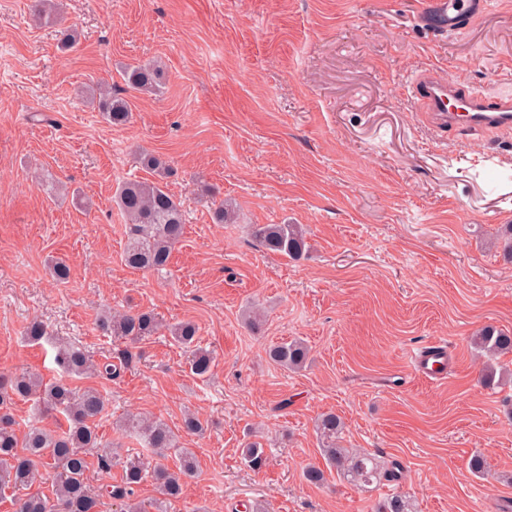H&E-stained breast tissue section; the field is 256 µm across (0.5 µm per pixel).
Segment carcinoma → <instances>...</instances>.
Listing matches in <instances>:
<instances>
[{"label":"carcinoma","instance_id":"1","mask_svg":"<svg viewBox=\"0 0 512 512\" xmlns=\"http://www.w3.org/2000/svg\"><path fill=\"white\" fill-rule=\"evenodd\" d=\"M160 73L151 65H139L126 73L130 89L151 93L157 89ZM99 110L115 125L127 123L131 103L123 97L100 91ZM114 202L128 220L127 243L122 253L124 264L134 270L160 272L168 266L175 246L181 241L185 224L180 203L161 181H127L119 186ZM252 235L264 251L289 257L304 258L309 252L306 231L299 224H254ZM160 322L152 312L128 311L118 316L104 315L99 328L114 337L132 343L142 341L159 330ZM177 343L190 349L191 372L201 378L211 374L213 356L195 344L196 325L181 322L171 330ZM474 348L489 359L512 353V334L488 325L473 338ZM309 348L300 340L281 342L269 349V358L276 365L290 370L303 369L309 360ZM130 355L122 353L119 363L105 361L93 364L80 349L58 343L55 363L66 378L45 382L39 376L22 373L0 376V491L22 492L18 512H100V499L92 492L87 472L90 463L86 450L101 447L97 419L106 406L105 396L94 387L72 388L68 378L100 376L112 380L128 366ZM18 401H32L45 413L62 416L54 430L30 425L18 436V422L11 406ZM120 427L139 437L152 449L155 459L139 457L119 461L111 449L97 454V468L109 470L122 464L121 481L106 487L109 498L120 500L124 512H142L134 502L137 489L145 482L156 486L160 498L153 503L155 512H167L168 504L178 498L186 481L196 472V459L188 448H182L174 432L164 422L142 414H129ZM320 454L329 468L355 486L370 485L380 479L376 458L342 445L343 423L334 413H323L316 421ZM174 451L178 464L171 469L161 460ZM252 469L266 463L263 447L258 442L246 445L241 452ZM50 468L56 473L55 501L29 488L35 483L39 470ZM377 512H415L412 504L400 495H393L377 507Z\"/></svg>","mask_w":512,"mask_h":512}]
</instances>
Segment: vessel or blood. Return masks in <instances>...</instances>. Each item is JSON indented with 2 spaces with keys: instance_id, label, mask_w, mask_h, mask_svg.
Returning <instances> with one entry per match:
<instances>
[{
  "instance_id": "1",
  "label": "vessel or blood",
  "mask_w": 512,
  "mask_h": 512,
  "mask_svg": "<svg viewBox=\"0 0 512 512\" xmlns=\"http://www.w3.org/2000/svg\"><path fill=\"white\" fill-rule=\"evenodd\" d=\"M488 0H428L422 11L429 26L455 33L479 18ZM413 94L427 112L433 126L451 129H475L488 133L512 131V97L497 96L460 87L453 79L439 78L434 70H421L412 81ZM447 350L432 344L424 348L415 362L416 371L427 378L447 372Z\"/></svg>"
}]
</instances>
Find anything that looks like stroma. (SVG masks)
Returning <instances> with one entry per match:
<instances>
[{
    "mask_svg": "<svg viewBox=\"0 0 512 512\" xmlns=\"http://www.w3.org/2000/svg\"><path fill=\"white\" fill-rule=\"evenodd\" d=\"M55 2L61 20L45 24L35 0H0V375L56 377L59 339L96 362L130 352L118 379L72 384L102 391L98 433L122 455H152L116 428L126 412L180 432L198 470L169 512H376L393 494L417 512H508L512 385L481 384L471 337L512 332V262L489 246L512 224V133L433 128L410 82L430 67L512 96V0H488L461 34L421 26L424 0ZM137 64L159 65L155 93L128 89ZM99 85L131 101L129 123L104 119ZM144 153L165 160L185 218L159 273L122 262L112 201L124 182L154 180ZM223 203L233 218L218 224ZM284 223L304 226L308 258L257 247L252 225ZM253 306L257 333L243 322ZM104 309L163 327L117 340L98 326ZM34 319L49 331L37 343L24 335ZM181 321L212 353L210 378L170 336ZM294 338L311 362L292 373L268 351ZM437 341L451 360L430 382L412 358ZM189 411L203 433H182ZM328 412L345 447L396 464L395 477L357 487L326 468L308 483ZM252 441L258 470L241 458Z\"/></svg>",
    "mask_w": 512,
    "mask_h": 512,
    "instance_id": "1",
    "label": "stroma"
}]
</instances>
